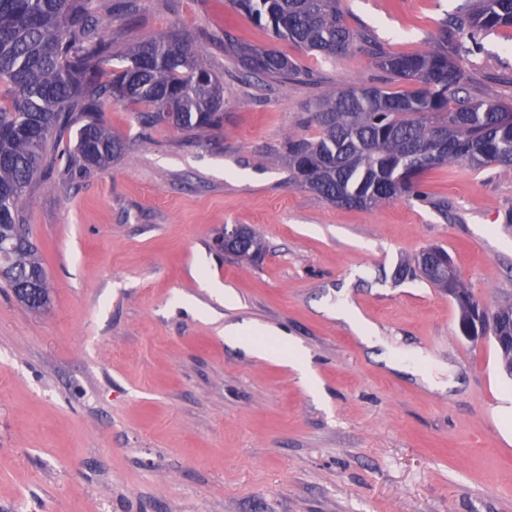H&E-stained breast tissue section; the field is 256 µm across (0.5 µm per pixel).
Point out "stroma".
Masks as SVG:
<instances>
[{"instance_id": "obj_1", "label": "stroma", "mask_w": 512, "mask_h": 512, "mask_svg": "<svg viewBox=\"0 0 512 512\" xmlns=\"http://www.w3.org/2000/svg\"><path fill=\"white\" fill-rule=\"evenodd\" d=\"M460 2L339 7L383 50L424 53ZM97 4L115 54L193 40L224 122L145 127L109 103L122 150L106 169L60 158L32 184L52 302L0 288V512H512V376L493 340L461 337L447 293L395 275L440 246L489 309L512 304V169L456 163L426 175L428 201L333 205L289 183L281 148L317 136L305 117L327 94L382 80L369 52L306 53L229 0ZM228 33L300 75H247ZM482 43L459 61L464 94L512 106V28ZM227 225L252 228L262 257L215 253ZM344 301L377 345L337 317Z\"/></svg>"}]
</instances>
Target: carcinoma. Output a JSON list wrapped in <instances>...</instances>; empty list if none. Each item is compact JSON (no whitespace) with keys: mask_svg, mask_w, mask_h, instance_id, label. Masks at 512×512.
Wrapping results in <instances>:
<instances>
[{"mask_svg":"<svg viewBox=\"0 0 512 512\" xmlns=\"http://www.w3.org/2000/svg\"><path fill=\"white\" fill-rule=\"evenodd\" d=\"M233 8L285 40L322 58L349 52L355 40L338 0H230ZM512 28V0H465L427 53H387L369 43L376 67L403 84L374 83L325 96L306 122L312 139L288 137L290 180L341 207L370 208L398 196L428 200L425 174L451 163L512 168V110L494 100L462 99L457 60L482 48V36ZM224 52L247 73L283 82L299 74L288 54L224 34ZM141 106L148 125L191 131L220 125L223 86L191 41L179 34L144 40L118 58L104 36L94 0H0V282L30 308L50 303L46 273L22 218L33 182L54 168L51 146L76 121L82 166L106 167L121 144L101 123L107 101ZM259 236L236 228L229 253L251 258ZM414 274L453 290L465 321L474 295L455 273L445 278L416 259ZM500 336L512 334V305L495 311Z\"/></svg>","mask_w":512,"mask_h":512,"instance_id":"1","label":"carcinoma"}]
</instances>
